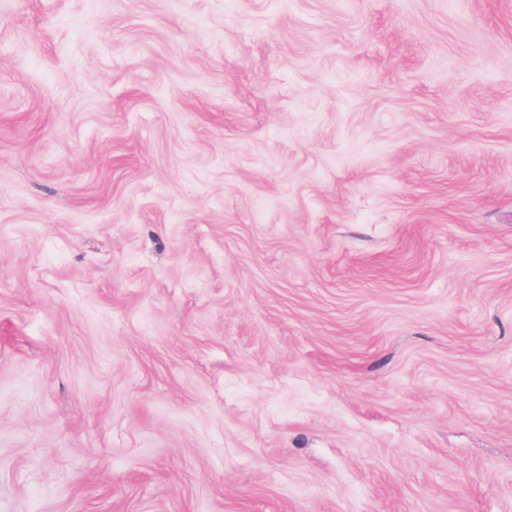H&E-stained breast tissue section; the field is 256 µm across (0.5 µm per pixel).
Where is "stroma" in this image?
Segmentation results:
<instances>
[{
	"mask_svg": "<svg viewBox=\"0 0 512 512\" xmlns=\"http://www.w3.org/2000/svg\"><path fill=\"white\" fill-rule=\"evenodd\" d=\"M0 512H512V0H0Z\"/></svg>",
	"mask_w": 512,
	"mask_h": 512,
	"instance_id": "35a3bbf8",
	"label": "stroma"
}]
</instances>
